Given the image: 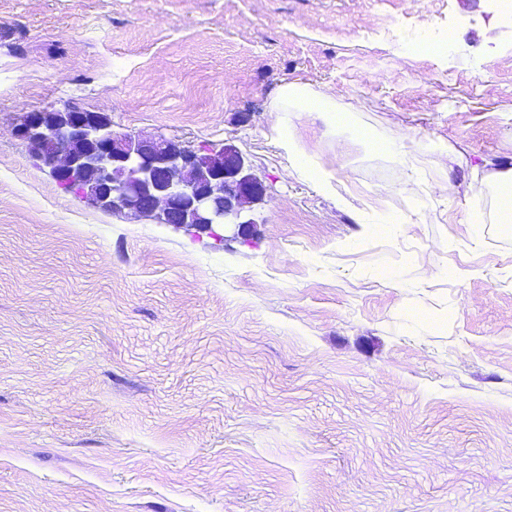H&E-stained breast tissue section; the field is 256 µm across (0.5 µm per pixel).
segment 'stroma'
<instances>
[{
    "instance_id": "35a3bbf8",
    "label": "stroma",
    "mask_w": 512,
    "mask_h": 512,
    "mask_svg": "<svg viewBox=\"0 0 512 512\" xmlns=\"http://www.w3.org/2000/svg\"><path fill=\"white\" fill-rule=\"evenodd\" d=\"M291 81L410 128L412 181L322 118L298 133L337 195L289 175ZM69 106L234 146L267 189L252 242L60 188L15 128ZM483 165L512 169L503 0H0V512H512V231Z\"/></svg>"
}]
</instances>
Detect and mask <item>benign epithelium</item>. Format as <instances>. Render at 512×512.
Listing matches in <instances>:
<instances>
[{"instance_id":"1","label":"benign epithelium","mask_w":512,"mask_h":512,"mask_svg":"<svg viewBox=\"0 0 512 512\" xmlns=\"http://www.w3.org/2000/svg\"><path fill=\"white\" fill-rule=\"evenodd\" d=\"M58 184L91 207L174 227H237L248 236L252 207L266 193L232 146L189 149L174 139L112 129L103 112L81 108L29 112L16 127Z\"/></svg>"}]
</instances>
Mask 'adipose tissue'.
<instances>
[{
    "mask_svg": "<svg viewBox=\"0 0 512 512\" xmlns=\"http://www.w3.org/2000/svg\"><path fill=\"white\" fill-rule=\"evenodd\" d=\"M271 111L287 113L293 126L284 134L288 148V170L310 179L322 192L333 193L335 173L318 165L306 150L295 128L296 123L313 116H328L334 123L343 125L351 115L339 107L335 98L309 84L292 82L282 87L280 94L270 105Z\"/></svg>",
    "mask_w": 512,
    "mask_h": 512,
    "instance_id": "1",
    "label": "adipose tissue"
}]
</instances>
